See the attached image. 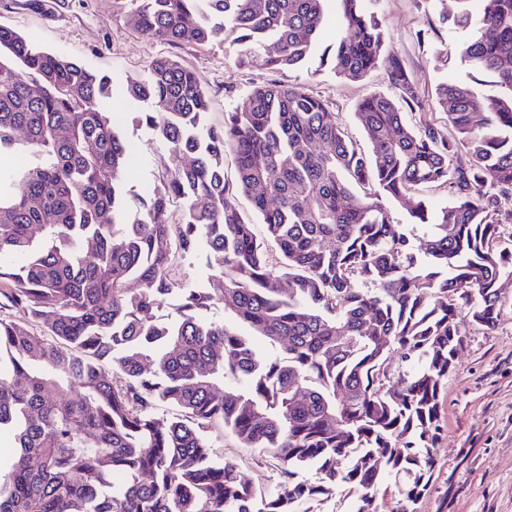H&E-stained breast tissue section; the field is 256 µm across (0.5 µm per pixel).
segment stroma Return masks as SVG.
Segmentation results:
<instances>
[{"mask_svg": "<svg viewBox=\"0 0 512 512\" xmlns=\"http://www.w3.org/2000/svg\"><path fill=\"white\" fill-rule=\"evenodd\" d=\"M455 0H379L391 49L404 63L427 100L426 112L439 129L448 119L433 101L436 84L457 73L454 58L438 57L441 44L455 45L466 33L446 22ZM125 5L114 0H60L52 11L22 8L0 0V26L10 27L44 49L58 51L86 67L108 74L115 83L142 74L151 58L167 55L193 69L209 95L207 121L224 122L225 113L243 107L254 86L300 83L321 96L360 144L368 140L355 117L358 101L374 91H388L383 71L360 82L336 77L329 63L312 59L294 71L243 69L233 36L205 48L169 45L135 32L125 18ZM137 103L117 96L112 110L129 142L136 146L125 186L146 194L162 175L160 160L167 146L156 133L135 124ZM461 344L454 368L439 397V436L433 449L432 481L415 512H512V287L506 289L494 326L456 319ZM217 461L236 462L249 482L270 489L279 480L274 459L254 448L239 447L227 431L208 434Z\"/></svg>", "mask_w": 512, "mask_h": 512, "instance_id": "stroma-1", "label": "stroma"}]
</instances>
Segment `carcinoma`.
<instances>
[{
  "instance_id": "cac0c4a2",
  "label": "carcinoma",
  "mask_w": 512,
  "mask_h": 512,
  "mask_svg": "<svg viewBox=\"0 0 512 512\" xmlns=\"http://www.w3.org/2000/svg\"><path fill=\"white\" fill-rule=\"evenodd\" d=\"M128 2L148 38L204 48L230 32L242 67L292 71L319 53L342 80L383 70L394 94L357 103L366 150L298 84L257 85L210 126L206 88L171 57L116 85L0 26V295L31 317L0 316V440L13 448L0 512H314L338 489L357 496L352 512H378L385 474L402 480L395 512H413L456 316L494 325L512 278L498 231L512 224V0H456L470 72L435 88L446 133L422 115L377 0H336L344 34L324 49L327 0ZM117 92L168 146L145 196L122 182ZM200 249L209 286L183 288L178 260ZM215 304L241 328L207 319ZM396 350L410 370L390 376ZM215 426L280 463L276 490L214 461ZM304 465L314 479L297 478Z\"/></svg>"
}]
</instances>
